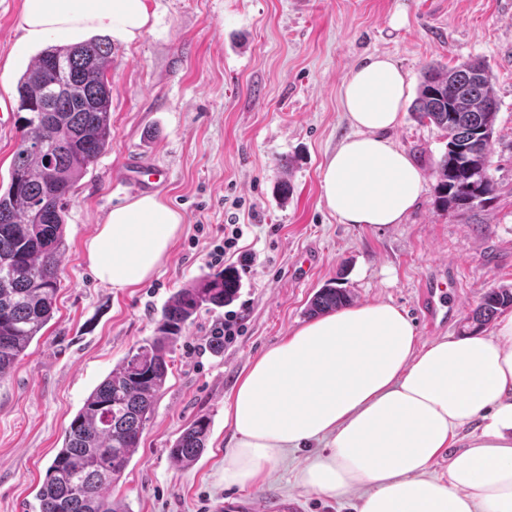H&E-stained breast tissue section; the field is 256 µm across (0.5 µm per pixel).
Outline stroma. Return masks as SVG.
Masks as SVG:
<instances>
[{
	"label": "stroma",
	"instance_id": "obj_1",
	"mask_svg": "<svg viewBox=\"0 0 512 512\" xmlns=\"http://www.w3.org/2000/svg\"><path fill=\"white\" fill-rule=\"evenodd\" d=\"M151 23L112 45V143L78 181L65 212L62 282L54 316L0 379V512H36L37 491L86 397L142 339L169 297L216 273L207 257L227 224L243 235L225 266L245 319L230 345H209L223 310H201L176 344L174 366L138 452L112 484L132 512H355L348 499L306 490L301 469L318 446L288 453L257 487L224 485L231 432L224 402L267 348L306 322L313 295L332 284L354 302L400 308L422 341L458 336L493 288L512 287V0H148ZM23 0H0V100L40 49L22 43ZM406 22L392 23L395 13ZM393 58L419 86L426 64L469 58L490 67L500 108L491 146L496 194L463 215L434 205L443 131L403 112L390 140L420 167L425 189L403 223L377 230L340 223L321 199V167L352 129L340 105L351 69ZM169 171L158 191L183 217L164 265L146 283L116 289L92 273L86 241L112 208L130 201L114 182L125 155ZM288 181L291 192L277 186ZM447 280L448 321L428 332L418 288ZM211 419L192 467L169 449L197 415Z\"/></svg>",
	"mask_w": 512,
	"mask_h": 512
}]
</instances>
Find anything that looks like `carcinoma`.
<instances>
[{"instance_id": "obj_1", "label": "carcinoma", "mask_w": 512, "mask_h": 512, "mask_svg": "<svg viewBox=\"0 0 512 512\" xmlns=\"http://www.w3.org/2000/svg\"><path fill=\"white\" fill-rule=\"evenodd\" d=\"M112 44L91 39L51 45L17 81L20 136L8 183H0V378L53 317L61 282L65 207L78 180L112 142ZM499 112L488 66L479 58L444 69L428 65L412 115L446 132L434 169L436 208L472 211L491 199L490 143ZM240 290L233 267L177 290L161 310L153 336L131 348L88 395L66 430L36 498L39 512H131L107 495L140 447L146 423L172 369V353L202 308L232 303ZM352 302L331 284L306 313L323 315ZM512 308V289L486 292L465 318L474 332ZM210 420L199 416L170 448L181 465L204 453Z\"/></svg>"}]
</instances>
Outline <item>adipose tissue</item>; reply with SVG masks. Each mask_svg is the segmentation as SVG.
Instances as JSON below:
<instances>
[{"label":"adipose tissue","instance_id":"obj_1","mask_svg":"<svg viewBox=\"0 0 512 512\" xmlns=\"http://www.w3.org/2000/svg\"><path fill=\"white\" fill-rule=\"evenodd\" d=\"M147 0H24L28 44L94 32L130 43L148 28ZM409 83L385 56L354 67L341 89L353 127L321 172L322 199L341 223H402L424 190L421 170L386 133ZM181 214L155 193L115 207L85 244L94 275L133 288L165 262ZM480 423L465 449L459 431ZM232 450L224 484L263 483L291 449L325 451L300 481L330 499L357 495V512H512V314L489 335L421 342L409 318L362 303L294 329L256 358L224 403ZM451 449L446 477L429 468Z\"/></svg>","mask_w":512,"mask_h":512}]
</instances>
